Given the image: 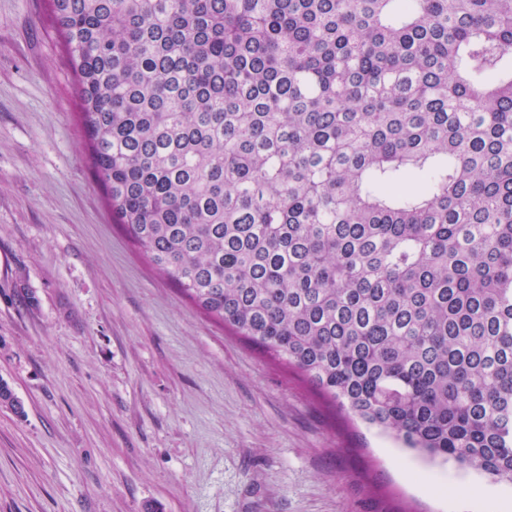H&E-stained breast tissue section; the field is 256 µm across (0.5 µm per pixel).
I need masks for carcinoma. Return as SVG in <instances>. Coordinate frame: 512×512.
Instances as JSON below:
<instances>
[{
	"label": "carcinoma",
	"instance_id": "carcinoma-1",
	"mask_svg": "<svg viewBox=\"0 0 512 512\" xmlns=\"http://www.w3.org/2000/svg\"><path fill=\"white\" fill-rule=\"evenodd\" d=\"M112 215L211 318L512 484V0H51Z\"/></svg>",
	"mask_w": 512,
	"mask_h": 512
}]
</instances>
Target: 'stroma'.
Here are the masks:
<instances>
[{"label": "stroma", "mask_w": 512, "mask_h": 512, "mask_svg": "<svg viewBox=\"0 0 512 512\" xmlns=\"http://www.w3.org/2000/svg\"><path fill=\"white\" fill-rule=\"evenodd\" d=\"M0 512H493L201 313L116 223L49 0H0Z\"/></svg>", "instance_id": "stroma-1"}]
</instances>
